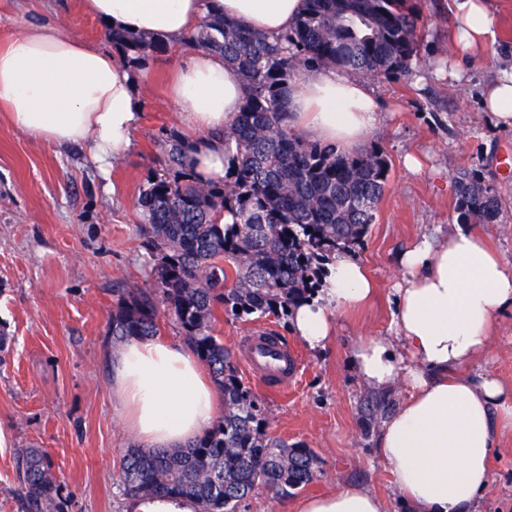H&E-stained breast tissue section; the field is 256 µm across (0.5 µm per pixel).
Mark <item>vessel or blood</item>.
Masks as SVG:
<instances>
[{
    "mask_svg": "<svg viewBox=\"0 0 512 512\" xmlns=\"http://www.w3.org/2000/svg\"><path fill=\"white\" fill-rule=\"evenodd\" d=\"M243 361L266 389L283 393L295 379L297 360L283 341L268 329H259L243 341Z\"/></svg>",
    "mask_w": 512,
    "mask_h": 512,
    "instance_id": "1",
    "label": "vessel or blood"
}]
</instances>
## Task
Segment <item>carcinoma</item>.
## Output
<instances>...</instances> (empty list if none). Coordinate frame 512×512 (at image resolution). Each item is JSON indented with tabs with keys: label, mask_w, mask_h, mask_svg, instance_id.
Wrapping results in <instances>:
<instances>
[{
	"label": "carcinoma",
	"mask_w": 512,
	"mask_h": 512,
	"mask_svg": "<svg viewBox=\"0 0 512 512\" xmlns=\"http://www.w3.org/2000/svg\"><path fill=\"white\" fill-rule=\"evenodd\" d=\"M420 24L410 0H305L294 27L274 38L218 15L183 37L224 57L244 83L243 104L222 133L231 164L224 181L204 182L190 169L188 141L175 129L161 132V158L137 198L149 226L151 283L121 301L111 332L119 342L156 336L159 306L168 309L224 396V418L187 450L127 449L125 494L237 512L260 488L288 496L314 480L312 449L267 434L254 392L213 336L216 310L242 322L286 321L322 287L331 258L366 236L388 186L383 151L370 144L347 154L294 131L284 91L316 67L374 80L409 75ZM104 36L134 69L170 49L164 36L108 24ZM452 184L459 223H500L501 199L475 172H456ZM21 468L24 512H63L45 454L26 449Z\"/></svg>",
	"instance_id": "cac0c4a2"
}]
</instances>
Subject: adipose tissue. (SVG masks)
<instances>
[{
  "label": "adipose tissue",
  "instance_id": "adipose-tissue-1",
  "mask_svg": "<svg viewBox=\"0 0 512 512\" xmlns=\"http://www.w3.org/2000/svg\"><path fill=\"white\" fill-rule=\"evenodd\" d=\"M87 12L136 33L180 38L208 12L268 36L287 31L304 0H84ZM452 42L461 48L494 37L487 0H448ZM170 100L191 130L195 174L223 180L229 161L221 134L245 96L237 73L217 55L198 52L176 68ZM288 122L340 150L364 143L379 121L368 80L339 67L306 72L286 92ZM483 103L496 125L512 127V67L489 83ZM0 106L13 124L42 141L85 148L102 176L127 150L138 123L132 73L112 51L66 34L52 22L28 23L0 37ZM394 337L376 336L354 353L361 380L376 390L404 383L407 394L382 423L377 448L412 512H476L492 480L496 437L512 432V389L492 374L459 375L489 343L493 319L512 308V263L474 232L442 240L422 236L402 253ZM374 292L362 264L337 254L327 286L298 307L294 335L325 348L334 315ZM410 356L400 362L395 342ZM112 395L127 430L144 448H186L211 425L218 393L187 347L154 337L128 340L112 355ZM296 512H385L365 487L346 485L300 500Z\"/></svg>",
  "mask_w": 512,
  "mask_h": 512
}]
</instances>
